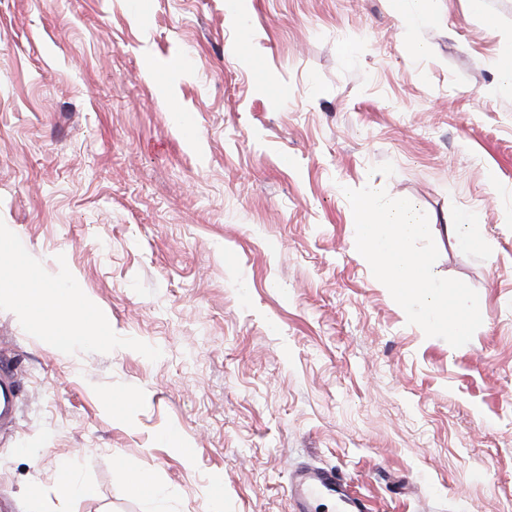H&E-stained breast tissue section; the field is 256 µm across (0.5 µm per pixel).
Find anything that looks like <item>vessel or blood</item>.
<instances>
[{
    "label": "vessel or blood",
    "instance_id": "1",
    "mask_svg": "<svg viewBox=\"0 0 512 512\" xmlns=\"http://www.w3.org/2000/svg\"><path fill=\"white\" fill-rule=\"evenodd\" d=\"M17 376L11 366L0 364V427L11 419L12 397L17 389ZM288 494L297 512H316L323 499L334 500L336 512H367L361 498L349 495L335 470L321 467L294 470L288 481Z\"/></svg>",
    "mask_w": 512,
    "mask_h": 512
}]
</instances>
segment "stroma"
Instances as JSON below:
<instances>
[{
	"label": "stroma",
	"mask_w": 512,
	"mask_h": 512,
	"mask_svg": "<svg viewBox=\"0 0 512 512\" xmlns=\"http://www.w3.org/2000/svg\"><path fill=\"white\" fill-rule=\"evenodd\" d=\"M225 2L0 0V226L102 337L0 299L22 385L0 501L295 512L313 466L370 512H512V0L408 23ZM366 186L426 213L435 274L476 290L466 345L408 324L355 249ZM465 210L482 250L448 229Z\"/></svg>",
	"instance_id": "obj_1"
}]
</instances>
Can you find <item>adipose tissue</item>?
<instances>
[{
    "instance_id": "1",
    "label": "adipose tissue",
    "mask_w": 512,
    "mask_h": 512,
    "mask_svg": "<svg viewBox=\"0 0 512 512\" xmlns=\"http://www.w3.org/2000/svg\"><path fill=\"white\" fill-rule=\"evenodd\" d=\"M0 296L10 299L20 310L30 312L41 309L46 298H53L57 308L62 309L63 319L68 324L61 341L65 344L89 343L93 337L77 324L80 315L76 310L77 298L69 290L50 287L44 280L31 279L27 272H20L18 278L0 279Z\"/></svg>"
}]
</instances>
